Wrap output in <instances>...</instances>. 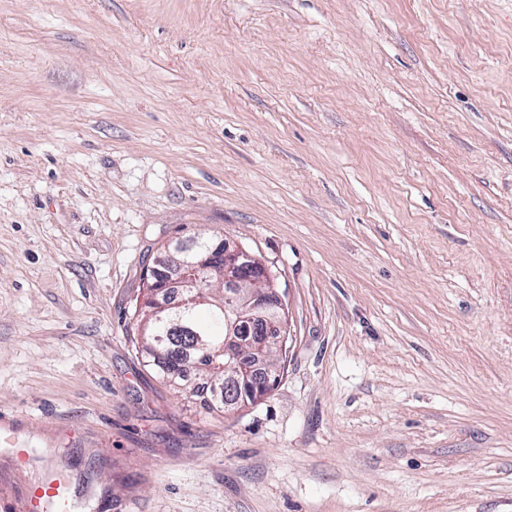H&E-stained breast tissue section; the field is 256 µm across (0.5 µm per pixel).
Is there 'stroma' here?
<instances>
[{"mask_svg":"<svg viewBox=\"0 0 512 512\" xmlns=\"http://www.w3.org/2000/svg\"><path fill=\"white\" fill-rule=\"evenodd\" d=\"M197 233L288 313L229 415L133 345ZM0 424V512H512V0H0ZM45 500L65 502L64 481L58 474H52L41 482L29 495V509L31 505Z\"/></svg>","mask_w":512,"mask_h":512,"instance_id":"35a3bbf8","label":"stroma"}]
</instances>
